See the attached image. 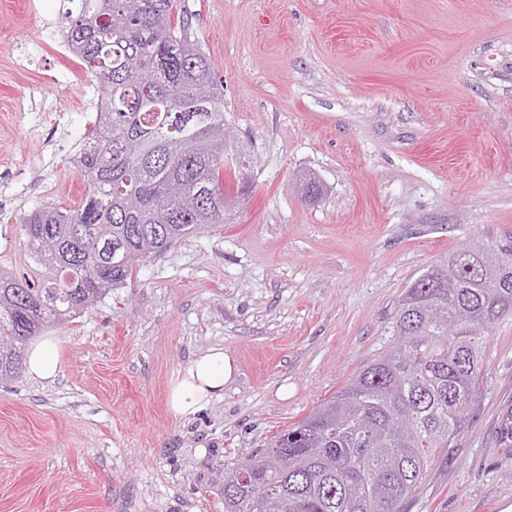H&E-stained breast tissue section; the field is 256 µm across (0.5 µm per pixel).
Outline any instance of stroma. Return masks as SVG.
I'll list each match as a JSON object with an SVG mask.
<instances>
[{"instance_id": "obj_1", "label": "stroma", "mask_w": 512, "mask_h": 512, "mask_svg": "<svg viewBox=\"0 0 512 512\" xmlns=\"http://www.w3.org/2000/svg\"><path fill=\"white\" fill-rule=\"evenodd\" d=\"M253 150L228 220L48 328L61 373L0 382V512H224L217 475L395 345L405 288L463 246L512 248V0H180ZM62 0H0V266L24 217L78 208L101 107ZM322 187L313 199L301 185ZM237 367L191 419L167 394L195 356ZM479 406L407 512L512 503V316L480 340Z\"/></svg>"}]
</instances>
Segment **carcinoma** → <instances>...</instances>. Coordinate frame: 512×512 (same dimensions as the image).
Listing matches in <instances>:
<instances>
[{
	"instance_id": "1",
	"label": "carcinoma",
	"mask_w": 512,
	"mask_h": 512,
	"mask_svg": "<svg viewBox=\"0 0 512 512\" xmlns=\"http://www.w3.org/2000/svg\"><path fill=\"white\" fill-rule=\"evenodd\" d=\"M67 46L103 105L80 153L75 210L24 219L33 274L0 266V380L28 340L132 279L135 264L225 221L250 191L253 155L224 136V94L176 0H64ZM238 172L236 192L224 167ZM476 278L450 255L392 321L398 346L224 477V512H405L429 463L456 458L478 404L479 336L512 314V250Z\"/></svg>"
}]
</instances>
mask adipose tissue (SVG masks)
Listing matches in <instances>:
<instances>
[{
	"instance_id": "ef3b65f1",
	"label": "adipose tissue",
	"mask_w": 512,
	"mask_h": 512,
	"mask_svg": "<svg viewBox=\"0 0 512 512\" xmlns=\"http://www.w3.org/2000/svg\"><path fill=\"white\" fill-rule=\"evenodd\" d=\"M25 368L32 378L55 382L60 374L55 339L34 343L26 354ZM235 372V363L223 347H212L195 356L171 383L168 396L171 412L181 418L197 415L213 399L223 395Z\"/></svg>"
}]
</instances>
